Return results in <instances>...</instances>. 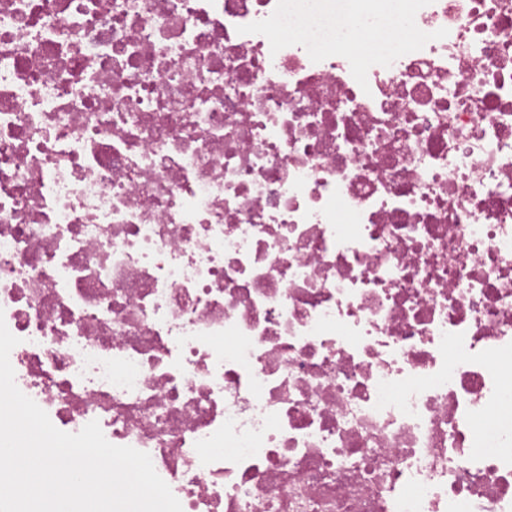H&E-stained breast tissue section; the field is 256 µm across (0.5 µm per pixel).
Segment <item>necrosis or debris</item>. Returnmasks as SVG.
<instances>
[{"label": "necrosis or debris", "mask_w": 512, "mask_h": 512, "mask_svg": "<svg viewBox=\"0 0 512 512\" xmlns=\"http://www.w3.org/2000/svg\"><path fill=\"white\" fill-rule=\"evenodd\" d=\"M0 317L182 512H512V0H0Z\"/></svg>", "instance_id": "4bbe7bcc"}]
</instances>
